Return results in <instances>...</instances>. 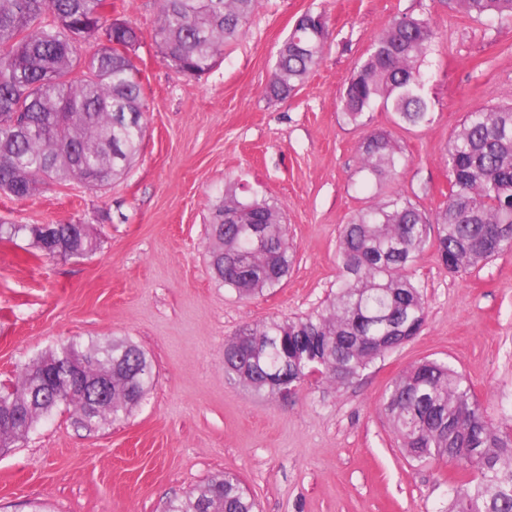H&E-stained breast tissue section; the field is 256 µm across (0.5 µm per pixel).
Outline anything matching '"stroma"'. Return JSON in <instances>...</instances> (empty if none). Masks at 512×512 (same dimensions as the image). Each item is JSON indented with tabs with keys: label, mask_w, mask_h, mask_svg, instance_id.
I'll use <instances>...</instances> for the list:
<instances>
[{
	"label": "stroma",
	"mask_w": 512,
	"mask_h": 512,
	"mask_svg": "<svg viewBox=\"0 0 512 512\" xmlns=\"http://www.w3.org/2000/svg\"><path fill=\"white\" fill-rule=\"evenodd\" d=\"M105 3L140 32L143 148L98 190L71 180L0 194V224H85L99 242L52 260L26 237L0 242V386L62 344L112 336L146 352L154 384L122 422L88 428L62 407L0 452V512H167L225 470L259 512H448L452 467L406 460L381 401L415 362L445 361L489 419L512 428V251L461 275L424 251L412 271L426 299L420 334L340 388L312 378L285 399L255 394L225 377L224 343L244 325L313 312L336 285L339 228L360 209L400 194L430 215L446 201L456 128L467 113L512 105V23L439 0H259L245 35L195 80L161 59L156 0ZM309 10L327 15L329 47L294 95L268 100L277 50ZM404 14L441 36L425 67L428 122L400 127L377 109L369 127L344 124L345 82ZM371 128L403 148L397 181H362L358 145ZM230 184L283 209L295 250L283 286L249 301L208 268L207 219Z\"/></svg>",
	"instance_id": "stroma-1"
}]
</instances>
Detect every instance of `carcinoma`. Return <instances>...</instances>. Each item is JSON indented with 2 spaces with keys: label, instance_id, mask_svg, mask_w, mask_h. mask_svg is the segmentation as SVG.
<instances>
[{
  "label": "carcinoma",
  "instance_id": "obj_1",
  "mask_svg": "<svg viewBox=\"0 0 512 512\" xmlns=\"http://www.w3.org/2000/svg\"><path fill=\"white\" fill-rule=\"evenodd\" d=\"M470 18L512 21V0H441ZM258 0H158L155 41L168 68L199 78L218 63L224 45L240 38ZM105 0H0V192L30 196L39 184L82 181L99 189L121 178L146 136L142 83L128 51L139 43L131 21L107 17ZM329 36L328 19L307 12L277 51L266 96H290L316 68ZM100 47L88 58L79 44ZM429 19L403 15L376 37L341 97L345 123L364 126L377 104L399 121H427L421 67L436 51ZM366 181H395L406 159L385 131L358 146ZM448 200L427 217L396 195L359 211L341 229L336 292L295 319L246 325L224 343V374L254 393L277 395L317 374L351 383L378 357L420 331L425 302L410 270L435 248L451 274L467 272L512 250V106L471 112L445 155ZM27 234L43 256L81 257L97 249L75 224H0V240ZM214 279L249 300L287 278L294 252L288 225L265 198H240L227 188L207 227ZM67 361L84 387L69 393L55 372ZM112 370V394L95 399L102 370ZM153 383L146 353L124 339L85 347L64 345L28 365L19 382L0 390V445L25 439L61 406L87 426L124 419ZM384 410L405 454L420 463L452 462L456 512H512V432L494 426L470 384L448 363L423 360L398 378ZM168 512H256V502L232 472L212 476Z\"/></svg>",
  "mask_w": 512,
  "mask_h": 512
}]
</instances>
